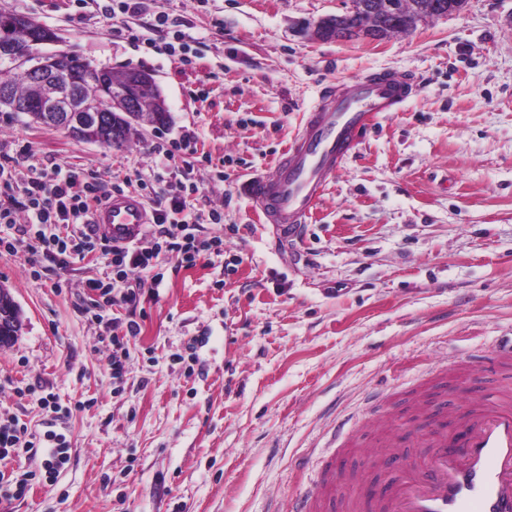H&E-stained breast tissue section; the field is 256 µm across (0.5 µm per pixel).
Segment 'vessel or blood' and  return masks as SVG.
Returning a JSON list of instances; mask_svg holds the SVG:
<instances>
[{
    "mask_svg": "<svg viewBox=\"0 0 512 512\" xmlns=\"http://www.w3.org/2000/svg\"><path fill=\"white\" fill-rule=\"evenodd\" d=\"M415 88L408 76L372 73L351 85L330 84L272 173L242 184L266 223L280 236L300 238L328 183L344 167L383 113L395 112ZM150 218L133 193L109 197L94 211L98 236L112 244L138 241ZM473 370L512 374V346L492 355L464 356ZM336 481V454L327 452L316 478L302 487L290 512H319L328 485ZM347 512H512V399L471 409L452 432H437L429 450L405 468L398 483L376 501L349 500Z\"/></svg>",
    "mask_w": 512,
    "mask_h": 512,
    "instance_id": "1",
    "label": "vessel or blood"
}]
</instances>
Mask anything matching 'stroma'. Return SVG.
<instances>
[{
	"instance_id": "35a3bbf8",
	"label": "stroma",
	"mask_w": 512,
	"mask_h": 512,
	"mask_svg": "<svg viewBox=\"0 0 512 512\" xmlns=\"http://www.w3.org/2000/svg\"><path fill=\"white\" fill-rule=\"evenodd\" d=\"M351 6L141 0L147 49L120 19L79 15L71 0H0L83 60L151 71L171 112L119 149L0 112L17 177L62 165L136 192L157 143L189 131L178 165L201 184L203 236L224 240L223 255L193 267L160 255L164 280L132 315L97 311L85 288L108 271L100 253L64 269L42 260L34 277L25 243L0 252V284L24 322L0 347V408L38 436L59 415L69 442L50 479L41 453L0 461V512H286L336 420L364 418L378 388L383 411L339 464L328 512H341L357 488L389 480L378 447L415 453L427 420L500 397L493 372L455 371L444 387L431 374L512 336V0H467L382 40L313 37V23ZM177 27L207 44L188 66L163 50ZM378 70L413 76L415 93L376 119L303 237L278 240L243 182L272 171L323 86ZM215 209L223 223H211ZM131 316L141 333L116 382L105 321ZM49 393L52 410L39 403Z\"/></svg>"
}]
</instances>
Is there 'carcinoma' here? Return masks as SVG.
<instances>
[{
  "instance_id": "cac0c4a2",
  "label": "carcinoma",
  "mask_w": 512,
  "mask_h": 512,
  "mask_svg": "<svg viewBox=\"0 0 512 512\" xmlns=\"http://www.w3.org/2000/svg\"><path fill=\"white\" fill-rule=\"evenodd\" d=\"M415 5L408 8L406 17H362L358 13L347 11L336 16L338 25L368 26L376 38H386L399 32H410L427 16L445 17L453 14L452 0H413ZM26 23L33 27L30 34L33 44L28 46V59L22 64L16 59L0 54V88L9 91V96L0 98V112H22L32 124L42 120L37 112H32L23 103L33 99L39 92L30 78L29 68L42 62L47 48L46 41L50 29L35 24L30 18L13 12H0V42L14 34V23ZM118 76L131 80L129 85L130 101L135 110L123 112H75L67 129L78 140L98 143L109 147H121L128 143L136 131V126L148 122L152 125L165 126L170 123L171 115L162 96V91L153 74L149 71L123 67L119 70L109 65H96L72 56L61 65L54 76L56 86L60 89L74 90L83 101H96L104 91V86L112 85V79Z\"/></svg>"
}]
</instances>
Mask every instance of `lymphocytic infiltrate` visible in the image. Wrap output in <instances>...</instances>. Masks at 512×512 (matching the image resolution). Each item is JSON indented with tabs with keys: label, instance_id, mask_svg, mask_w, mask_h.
Masks as SVG:
<instances>
[{
	"label": "lymphocytic infiltrate",
	"instance_id": "1",
	"mask_svg": "<svg viewBox=\"0 0 512 512\" xmlns=\"http://www.w3.org/2000/svg\"><path fill=\"white\" fill-rule=\"evenodd\" d=\"M198 190V184L176 182L165 199L154 200L148 233L137 242L113 245L90 226L95 207L108 197L100 182L80 179L59 166L52 177L34 171L20 180L12 167L0 163V224L32 238L31 255H43L61 267L101 251L113 277L108 282L88 280L87 288L104 296L107 305L134 308L145 289L157 288L164 278L155 269L161 252L175 254L189 266L222 252V237L201 239L191 231L196 218L188 197ZM52 224L63 226L64 234H46L45 226Z\"/></svg>",
	"mask_w": 512,
	"mask_h": 512
}]
</instances>
